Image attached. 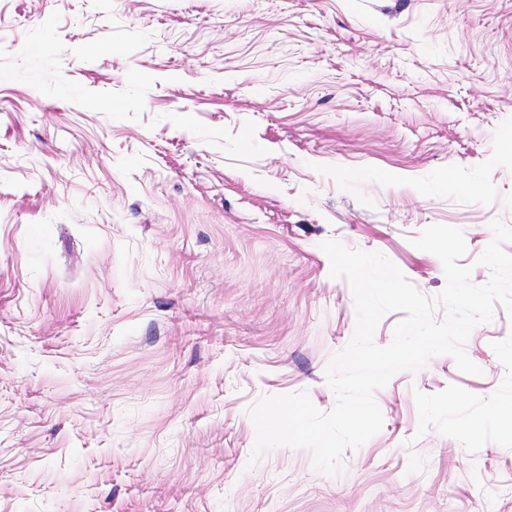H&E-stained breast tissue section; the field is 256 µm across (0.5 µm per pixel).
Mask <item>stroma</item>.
<instances>
[{
	"instance_id": "obj_1",
	"label": "stroma",
	"mask_w": 512,
	"mask_h": 512,
	"mask_svg": "<svg viewBox=\"0 0 512 512\" xmlns=\"http://www.w3.org/2000/svg\"><path fill=\"white\" fill-rule=\"evenodd\" d=\"M512 225V0H0V512H512V317L376 391L341 471L254 454L356 324L324 241Z\"/></svg>"
}]
</instances>
